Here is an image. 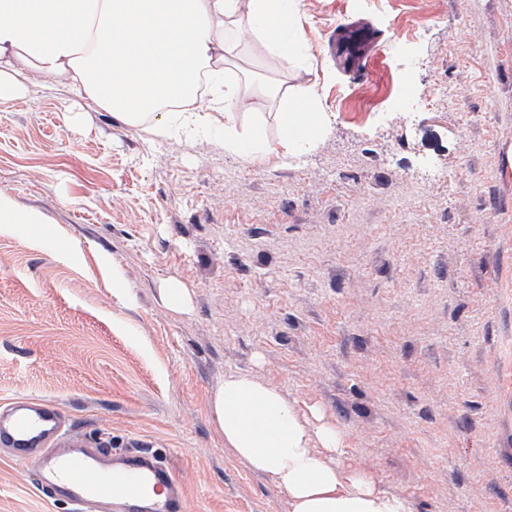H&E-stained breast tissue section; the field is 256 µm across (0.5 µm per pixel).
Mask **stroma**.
Wrapping results in <instances>:
<instances>
[{
	"label": "stroma",
	"mask_w": 512,
	"mask_h": 512,
	"mask_svg": "<svg viewBox=\"0 0 512 512\" xmlns=\"http://www.w3.org/2000/svg\"><path fill=\"white\" fill-rule=\"evenodd\" d=\"M347 20L381 35L355 70L327 50ZM298 21L302 65L229 64L238 130L277 140L260 81L324 113L286 161L151 139L61 82L0 105V403L155 455L188 512H289L211 409L247 375L336 428L342 476L413 512H512V0H300ZM0 512L72 509L0 453Z\"/></svg>",
	"instance_id": "35a3bbf8"
}]
</instances>
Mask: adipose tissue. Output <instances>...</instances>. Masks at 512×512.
Instances as JSON below:
<instances>
[{"mask_svg":"<svg viewBox=\"0 0 512 512\" xmlns=\"http://www.w3.org/2000/svg\"><path fill=\"white\" fill-rule=\"evenodd\" d=\"M298 0H0V104L62 80L100 109L145 127L155 140L193 139L224 127L226 151L261 160V128L236 129L239 83L227 69L241 31L284 60L301 57ZM277 96L281 157L301 154L321 123L309 100ZM170 107L153 119V100ZM224 442L288 496L290 512H412L404 498L362 474L342 478L312 446L339 452L335 428L311 427L279 392L247 375L225 378L212 401Z\"/></svg>","mask_w":512,"mask_h":512,"instance_id":"obj_1","label":"adipose tissue"}]
</instances>
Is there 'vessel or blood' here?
<instances>
[{
    "instance_id": "obj_1",
    "label": "vessel or blood",
    "mask_w": 512,
    "mask_h": 512,
    "mask_svg": "<svg viewBox=\"0 0 512 512\" xmlns=\"http://www.w3.org/2000/svg\"><path fill=\"white\" fill-rule=\"evenodd\" d=\"M377 39L372 25L355 22L334 32L331 45L356 65ZM0 447L33 467L40 492L80 512H187L182 485L164 461L88 447L45 400L22 397L0 406Z\"/></svg>"
}]
</instances>
